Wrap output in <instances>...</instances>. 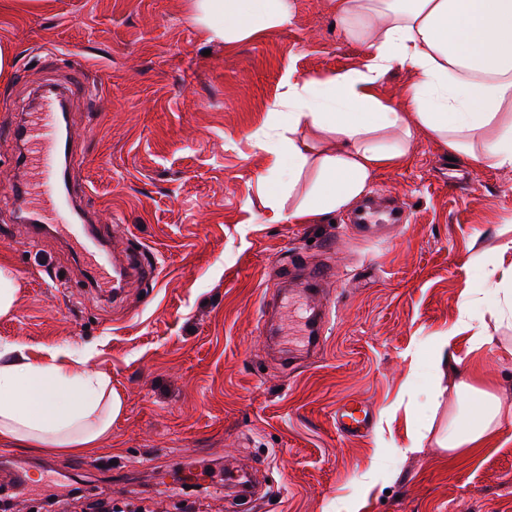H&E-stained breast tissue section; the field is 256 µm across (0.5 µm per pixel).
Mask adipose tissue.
<instances>
[{"label":"adipose tissue","instance_id":"1","mask_svg":"<svg viewBox=\"0 0 512 512\" xmlns=\"http://www.w3.org/2000/svg\"><path fill=\"white\" fill-rule=\"evenodd\" d=\"M210 38L232 46L287 27L289 0H191ZM344 33L367 48L358 69L287 78L259 149L288 173L263 187L268 207L293 224H316L352 206L375 172L403 163L416 134L475 166L512 171V0H337ZM420 80L397 103L379 86L395 69ZM0 341V443L79 453L112 432L123 402L109 378L86 370L88 354L51 347L47 359L18 356ZM470 369L456 385L466 405L442 448H483L500 416L497 395Z\"/></svg>","mask_w":512,"mask_h":512}]
</instances>
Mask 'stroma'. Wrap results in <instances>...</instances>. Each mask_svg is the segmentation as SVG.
<instances>
[{
	"label": "stroma",
	"mask_w": 512,
	"mask_h": 512,
	"mask_svg": "<svg viewBox=\"0 0 512 512\" xmlns=\"http://www.w3.org/2000/svg\"><path fill=\"white\" fill-rule=\"evenodd\" d=\"M0 0V260L17 276L0 340L35 361L44 347L88 352L124 412L83 454L0 445L24 466L21 512L62 481L112 512H512V321L491 316L495 267L512 265V172L448 162L421 137L407 161L378 170L367 193L406 219L353 226L354 209L289 224L258 180L272 158L253 144L287 72L330 76L366 52L337 25L332 0H291L288 27L228 47L193 18L190 0ZM89 75L73 77L60 50ZM63 87L70 140L83 158L74 190L111 248L155 267L113 295L91 285L88 254L56 230L19 222L13 179L24 143L7 138ZM335 276L311 290L307 270ZM491 341L459 333L462 367L480 364L505 418L485 448L450 459L438 441L458 411L454 376L434 368L433 338L462 310ZM325 315L305 352V320ZM349 398L373 409L365 437L336 431ZM419 452L402 454L412 430ZM258 475L245 499L236 479Z\"/></svg>",
	"instance_id": "obj_1"
}]
</instances>
